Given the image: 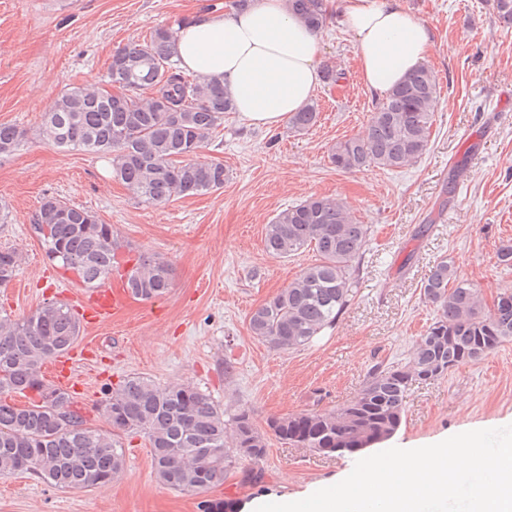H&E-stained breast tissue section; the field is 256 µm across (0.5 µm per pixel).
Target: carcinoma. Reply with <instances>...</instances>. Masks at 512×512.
I'll return each instance as SVG.
<instances>
[{
  "label": "carcinoma",
  "instance_id": "carcinoma-1",
  "mask_svg": "<svg viewBox=\"0 0 512 512\" xmlns=\"http://www.w3.org/2000/svg\"><path fill=\"white\" fill-rule=\"evenodd\" d=\"M288 9L314 29L327 24L322 0H287ZM113 91L74 86L45 113L36 135L57 148L112 155V174L144 205L174 196H198L224 187V164L197 155L235 111L220 84L180 69L174 32L155 28L141 40L115 51L107 71ZM439 90L433 71L422 65L407 74L375 104L368 127L336 142L330 160L354 172L368 166L402 169L426 154ZM315 102L289 119L296 132L318 122ZM25 132L0 125V155L17 150ZM33 232L52 262L61 263L87 288L112 277L115 259L126 248L92 212L54 196L42 199ZM371 241L337 198L311 197L280 211L265 227L264 247L274 259L303 249L317 262L301 269L291 284L251 312L249 329L276 350L299 349L335 325L349 305L360 266ZM15 250L0 249V287L15 277ZM173 268L142 252L126 274L131 295L141 301L164 296ZM423 296L439 317L414 346L403 365L376 364L359 393L342 407L272 417L259 428L250 410L224 411L191 384L160 386L126 377L103 401L110 426L87 423L72 397L49 383L44 363L71 350L81 333L74 310L50 301L15 318L0 312V476L29 473L57 488L83 490L106 484L123 471L122 437L140 433L151 449L159 482L188 493L224 483L229 471L248 462L244 477L258 484L267 457L266 432L301 448L331 456L338 448H370L390 439L402 425L408 391L435 380L451 367L474 361L512 337V293L484 303L474 285L443 259L423 283ZM14 394L29 404L11 402ZM201 512H237L230 499L203 500Z\"/></svg>",
  "mask_w": 512,
  "mask_h": 512
}]
</instances>
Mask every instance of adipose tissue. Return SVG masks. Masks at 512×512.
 <instances>
[{"instance_id": "ef3b65f1", "label": "adipose tissue", "mask_w": 512, "mask_h": 512, "mask_svg": "<svg viewBox=\"0 0 512 512\" xmlns=\"http://www.w3.org/2000/svg\"><path fill=\"white\" fill-rule=\"evenodd\" d=\"M328 15L352 35L359 76L384 93L423 65L433 41L429 24L400 0H324ZM182 68L219 81L240 117L282 126L311 99L318 83V35L285 0H254L243 10H200L175 31Z\"/></svg>"}]
</instances>
